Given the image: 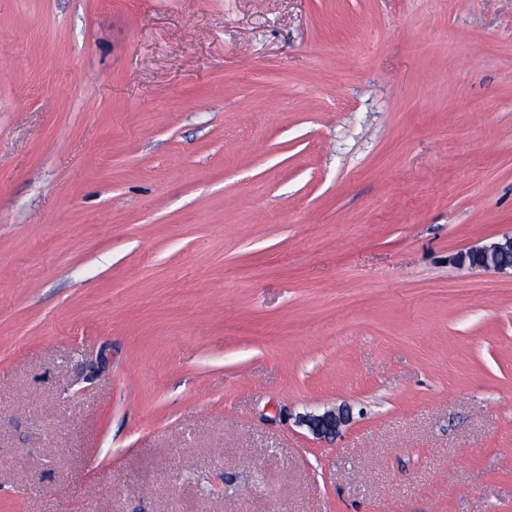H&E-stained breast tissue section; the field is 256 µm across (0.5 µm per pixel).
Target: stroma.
Wrapping results in <instances>:
<instances>
[{"label": "stroma", "mask_w": 512, "mask_h": 512, "mask_svg": "<svg viewBox=\"0 0 512 512\" xmlns=\"http://www.w3.org/2000/svg\"><path fill=\"white\" fill-rule=\"evenodd\" d=\"M507 234L512 0H0V512H512ZM454 262L470 269L509 273L512 276V235L458 253ZM348 420L347 414L343 410H328L320 415H307L302 423L306 425L314 434L318 436H328L336 433L341 425Z\"/></svg>", "instance_id": "obj_1"}]
</instances>
